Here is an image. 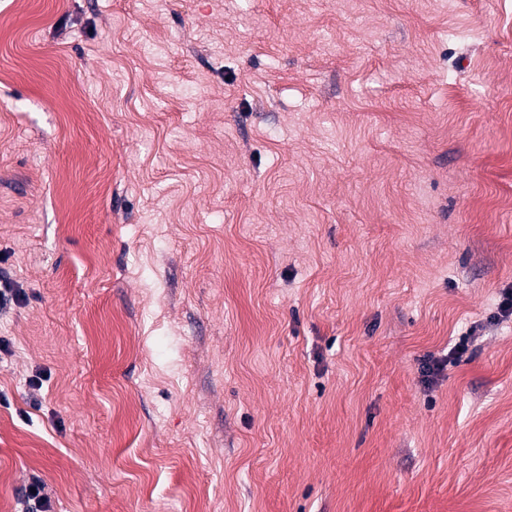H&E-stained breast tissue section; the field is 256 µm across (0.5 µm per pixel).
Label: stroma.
I'll return each mask as SVG.
<instances>
[{"label": "stroma", "mask_w": 512, "mask_h": 512, "mask_svg": "<svg viewBox=\"0 0 512 512\" xmlns=\"http://www.w3.org/2000/svg\"><path fill=\"white\" fill-rule=\"evenodd\" d=\"M0 273V512H512V0H0ZM25 299V293L10 277L0 275V310L21 304ZM512 317V293L506 291L502 293L501 299L497 303L496 311L490 313V320L487 319V324L482 322L473 323L465 332L460 336L458 341L449 348L448 354L445 355H427L421 364L422 377L425 381L432 382L434 377L444 372L449 365H455L464 354L467 353L470 344L475 336L482 335L487 325L493 322H503ZM35 488V493L31 492ZM21 510L19 512H51V497L46 491L45 484L38 479L33 480L25 487L19 501Z\"/></svg>", "instance_id": "stroma-1"}]
</instances>
